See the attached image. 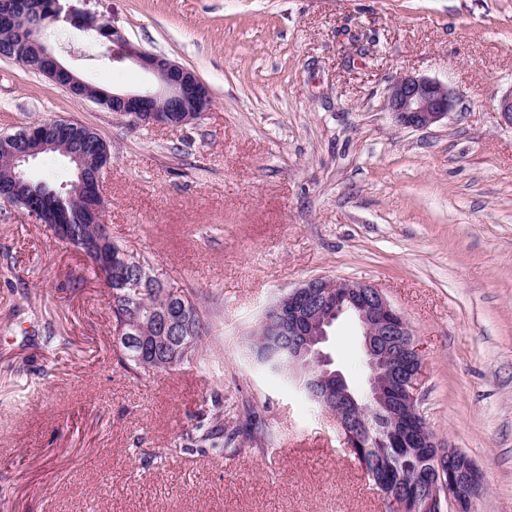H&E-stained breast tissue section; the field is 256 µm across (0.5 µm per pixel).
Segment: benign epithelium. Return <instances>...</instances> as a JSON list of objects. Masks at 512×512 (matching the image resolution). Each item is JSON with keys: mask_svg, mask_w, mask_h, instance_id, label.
<instances>
[{"mask_svg": "<svg viewBox=\"0 0 512 512\" xmlns=\"http://www.w3.org/2000/svg\"><path fill=\"white\" fill-rule=\"evenodd\" d=\"M41 11L40 0H9L6 28L17 35L13 58L28 69L48 78L75 98L100 102L113 112L128 115L141 125L182 127L197 120L211 106L206 85L190 69L164 55L147 52L132 44L122 32L110 28L92 12L72 4L57 7L51 21H65L82 31H92L107 42L112 62L132 61L152 75L155 87L146 91L109 92L85 81L50 47L27 33L31 19ZM387 108L396 122L411 129H428L448 117L455 107L449 89L431 79L411 74L399 76L388 88ZM81 123L54 120L25 136V146L13 152V175L27 184V168L40 154L54 150L60 138ZM111 163L104 152L98 168L77 166L76 190L99 189ZM103 198L97 195L86 217L102 223ZM270 336H290L288 375L306 386L312 399L333 412L336 425L349 436L361 433V441L348 442L389 448H435L426 453L424 468L433 473L443 454L454 463L446 496L451 512H472L473 502L483 491L482 474L476 463L454 448L440 450L437 438L422 421L418 407V381L422 357L414 343L405 315L394 307L382 290L369 283L315 277L288 292L272 307ZM343 316L354 318L361 329L366 359L365 386L354 389L343 373L333 366L325 351L329 329ZM368 409L375 415L359 423L352 412Z\"/></svg>", "mask_w": 512, "mask_h": 512, "instance_id": "benign-epithelium-1", "label": "benign epithelium"}]
</instances>
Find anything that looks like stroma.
Instances as JSON below:
<instances>
[{
	"label": "stroma",
	"instance_id": "stroma-1",
	"mask_svg": "<svg viewBox=\"0 0 512 512\" xmlns=\"http://www.w3.org/2000/svg\"><path fill=\"white\" fill-rule=\"evenodd\" d=\"M140 48L193 70L212 107L155 127L0 56V134L74 120L110 146L103 220L164 287L212 311L201 367L136 377L109 290L84 258L0 202V512H388L333 417L252 362L246 338L314 277L368 282L422 356L419 409L512 512V0H89ZM45 43L89 83L152 78L59 21ZM448 86L424 130L386 106L400 74ZM67 343L46 347L48 332ZM325 348L356 387L355 326ZM251 407L268 453L171 444L204 397Z\"/></svg>",
	"mask_w": 512,
	"mask_h": 512
}]
</instances>
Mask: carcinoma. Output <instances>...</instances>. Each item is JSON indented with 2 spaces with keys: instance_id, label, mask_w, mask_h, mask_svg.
I'll list each match as a JSON object with an SVG mask.
<instances>
[{
  "instance_id": "cac0c4a2",
  "label": "carcinoma",
  "mask_w": 512,
  "mask_h": 512,
  "mask_svg": "<svg viewBox=\"0 0 512 512\" xmlns=\"http://www.w3.org/2000/svg\"><path fill=\"white\" fill-rule=\"evenodd\" d=\"M47 230L66 246L72 248L94 247L104 256L130 254L129 264L124 274L112 277L110 292L111 309L114 314L115 329L126 327L139 337L134 350L123 347L126 353L123 367L137 376H151L178 366L201 364L207 357V340L212 332V322L207 309L196 302L192 290L179 295H165L162 284L154 279L146 281L140 289L124 287L125 277L134 278L149 269V260L129 253L124 246L98 235L97 225L83 221L71 233L55 231L56 225H46ZM175 307L185 310L186 326L182 328L185 340L171 342L169 346L155 343L156 333L153 324L157 316ZM250 415L249 409L237 405H224V400L215 395L205 400V409L185 433L177 439L182 450L209 448L217 454L227 449L239 451L236 441L237 430H228L227 419L238 420L242 415ZM348 452L361 466L365 474L379 485L382 492L402 489L412 497L422 499L429 496V487L419 463V457L407 448H350Z\"/></svg>"
}]
</instances>
